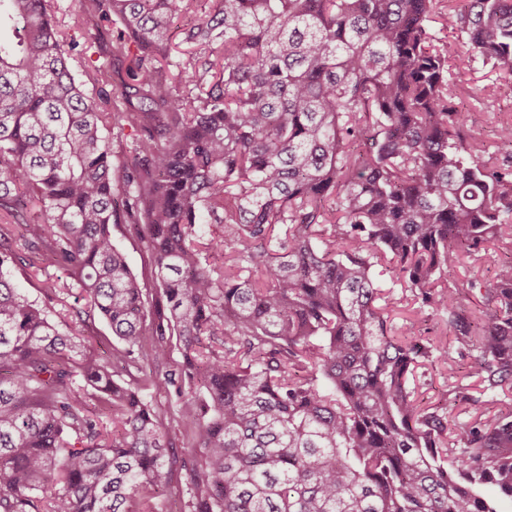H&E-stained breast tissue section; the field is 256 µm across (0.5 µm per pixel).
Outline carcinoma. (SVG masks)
I'll list each match as a JSON object with an SVG mask.
<instances>
[{"mask_svg":"<svg viewBox=\"0 0 512 512\" xmlns=\"http://www.w3.org/2000/svg\"><path fill=\"white\" fill-rule=\"evenodd\" d=\"M91 2L74 27L120 25L112 53L131 58L118 153L110 97L70 71L80 43L45 0H0V512H155L183 469L191 512H497L478 488L512 497V418L448 445L446 413L409 386L444 352L390 334L373 268L477 338L486 389L512 387V262L479 318L438 287L490 240L512 245V166L481 159L452 105L475 58L448 65L431 27L511 66L512 0H212L181 35L215 60L179 63L181 95L155 61L192 0ZM205 224L220 232L202 246ZM40 260L89 310L57 322L3 271ZM97 318L126 347L77 361ZM169 385L193 393L187 459L143 399ZM112 239L126 254L133 273L140 279L148 274V256L140 241L132 235L125 224H112Z\"/></svg>","mask_w":512,"mask_h":512,"instance_id":"1","label":"carcinoma"}]
</instances>
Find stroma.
Returning a JSON list of instances; mask_svg holds the SVG:
<instances>
[{
  "instance_id": "obj_1",
  "label": "stroma",
  "mask_w": 512,
  "mask_h": 512,
  "mask_svg": "<svg viewBox=\"0 0 512 512\" xmlns=\"http://www.w3.org/2000/svg\"><path fill=\"white\" fill-rule=\"evenodd\" d=\"M120 32L118 25L92 21L75 37L83 52L71 63V70L83 90L90 96L105 93L112 98V109L124 111L116 70L126 69V61L113 59L111 49ZM457 112L471 124L472 134L483 144L486 156L504 159L512 148L502 144L499 129L512 122V68L474 62L472 67L455 75ZM512 261V246L489 244L478 256L464 258L448 285L457 289L463 308L480 314L486 310L485 290L493 284L498 268ZM12 281L29 300L58 311L59 305L51 289L63 292L69 305L88 309L85 292L69 278L60 266L40 262L34 266L14 264L8 268ZM382 297L390 310V325L395 336H418L443 350V357L426 362L418 369L413 385L421 399L429 404H444L452 424L466 427L476 418L491 419L501 413H512V390L490 391L480 378L472 375L470 365L480 350L476 344L460 342L442 316L420 309L404 284L393 282L389 273L377 272ZM480 399L481 410H474L472 399ZM146 401L158 416L161 430L173 442L178 453H187L189 432L180 419L182 400L174 388L150 389Z\"/></svg>"
}]
</instances>
